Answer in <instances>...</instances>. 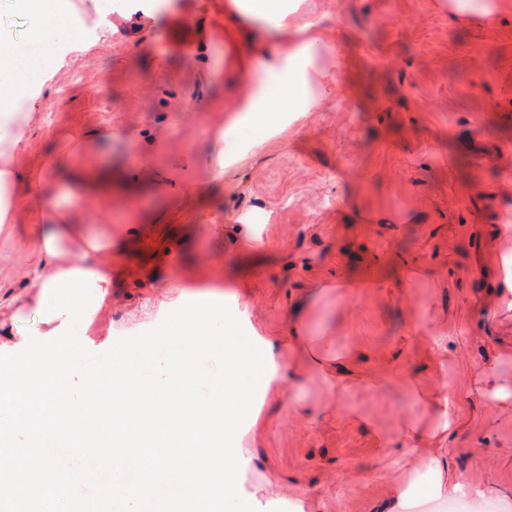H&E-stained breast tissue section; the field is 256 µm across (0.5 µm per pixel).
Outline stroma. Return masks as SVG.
I'll return each mask as SVG.
<instances>
[{"label": "stroma", "instance_id": "35a3bbf8", "mask_svg": "<svg viewBox=\"0 0 512 512\" xmlns=\"http://www.w3.org/2000/svg\"><path fill=\"white\" fill-rule=\"evenodd\" d=\"M115 2L106 15L101 0H70L84 40L18 104L39 120L11 157L33 177L64 150L145 187L97 201L112 216V294L81 343L102 353L155 327L178 306L164 283L206 270L227 305L248 289L243 328L299 325L336 353L332 383L279 359L286 395L260 404L268 431L241 464L243 498L261 512H388L411 470L401 427L433 426L427 400L447 393L459 425L442 447L475 491L470 512H512V311L496 298L512 225V14L486 27L448 21L437 0H308L329 13L332 49L315 66L334 91L186 204L154 184L188 180L184 163L208 151L240 91V38L224 0ZM44 221L30 198L0 228V353L43 330L11 299L28 291ZM252 224L262 245L247 254ZM437 337L443 367L424 351ZM490 364L506 399L485 394Z\"/></svg>", "mask_w": 512, "mask_h": 512}]
</instances>
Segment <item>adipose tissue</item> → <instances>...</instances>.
I'll list each match as a JSON object with an SVG mask.
<instances>
[{"mask_svg":"<svg viewBox=\"0 0 512 512\" xmlns=\"http://www.w3.org/2000/svg\"><path fill=\"white\" fill-rule=\"evenodd\" d=\"M304 0H226V23L237 25L248 45L262 26L267 38L277 45L262 55L261 68L244 62L239 71L242 91L224 116L223 126L212 130L210 150L200 156L196 172L221 179L226 168L240 155L280 139L306 113L315 111L321 100L320 75L314 60L331 41L325 14H301ZM30 22L32 50L19 54L0 44V226L7 224L14 207L13 189L21 176L10 166L11 150L27 140L31 113L17 111L19 101L40 90L54 63L82 32L71 25L66 0H15ZM442 13L458 22H495L512 14V0H439ZM54 178L65 189L61 200L47 213V229L39 243V261L28 274L30 291L15 297L19 309L35 305L48 325L49 335L66 336L73 322L91 325L92 315L112 292V273L102 261L112 245L111 218L91 214L87 204L111 194L114 184L135 190V178L113 177L111 171H78L65 158L53 162ZM272 354L287 355L296 368L309 369L323 379L334 372L328 356L318 351L302 330L291 336L270 337ZM434 428L408 426L413 444L406 454L415 469L429 478L428 494L438 501L467 492V484L449 479L448 457L434 449L436 440L447 439L455 414L448 398L434 401Z\"/></svg>","mask_w":512,"mask_h":512,"instance_id":"adipose-tissue-1","label":"adipose tissue"}]
</instances>
